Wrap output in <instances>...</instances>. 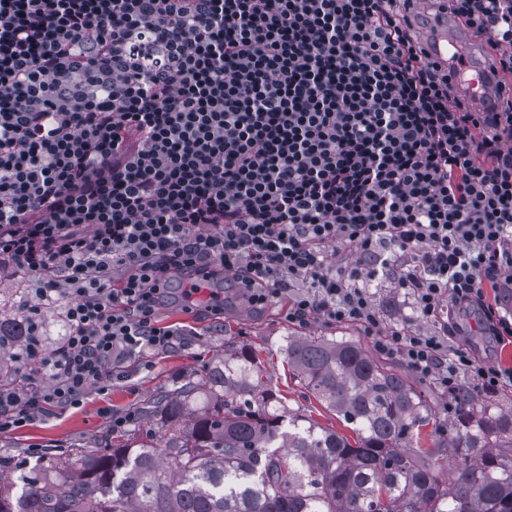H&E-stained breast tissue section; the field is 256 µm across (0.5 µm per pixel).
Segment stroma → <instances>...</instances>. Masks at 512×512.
Masks as SVG:
<instances>
[{
    "mask_svg": "<svg viewBox=\"0 0 512 512\" xmlns=\"http://www.w3.org/2000/svg\"><path fill=\"white\" fill-rule=\"evenodd\" d=\"M368 291L386 330L426 333L439 329V321L421 317L407 290L399 288L393 279L376 280L370 283ZM225 297L224 312L220 315L188 313L182 306L171 303L161 306L157 312L160 325L182 332L176 345L152 355V369H142L133 362L121 364V376L113 380L107 394H91L80 408L56 412L50 418L1 437L0 454H11L17 467L1 475L0 481L8 483L21 476L20 465L27 460L31 447L48 445L65 451L101 440L110 430L100 414L101 408H109L118 417L131 416L132 428L145 429V421L135 415L142 403L173 385L201 378L211 361L241 343L249 344L258 353L265 381L281 391L287 408L313 415L323 425L344 431L345 426L335 413L321 406L293 379L283 345L290 335L339 336L361 341L365 338L362 328L355 323L329 325L321 321L292 325L286 320L285 304L258 309L230 288L226 289ZM0 302L8 314L36 302L30 278L8 262L0 264ZM449 315L467 329L466 335L456 337V344L471 347L484 362L512 366V343L498 346L485 342L475 316L454 308Z\"/></svg>",
    "mask_w": 512,
    "mask_h": 512,
    "instance_id": "1",
    "label": "stroma"
}]
</instances>
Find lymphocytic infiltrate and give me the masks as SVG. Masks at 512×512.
I'll list each match as a JSON object with an SVG mask.
<instances>
[{
    "label": "lymphocytic infiltrate",
    "instance_id": "lymphocytic-infiltrate-1",
    "mask_svg": "<svg viewBox=\"0 0 512 512\" xmlns=\"http://www.w3.org/2000/svg\"><path fill=\"white\" fill-rule=\"evenodd\" d=\"M446 7L512 74V0ZM0 256L31 276V316L60 304L68 326L0 388V435L172 348V288L190 311L228 273L446 392L512 386L452 346L458 325L385 330L365 286L393 276L421 316L446 301L512 339V98L469 111L405 0H0Z\"/></svg>",
    "mask_w": 512,
    "mask_h": 512
}]
</instances>
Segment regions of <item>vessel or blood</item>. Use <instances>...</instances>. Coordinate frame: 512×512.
Masks as SVG:
<instances>
[{
    "label": "vessel or blood",
    "mask_w": 512,
    "mask_h": 512,
    "mask_svg": "<svg viewBox=\"0 0 512 512\" xmlns=\"http://www.w3.org/2000/svg\"><path fill=\"white\" fill-rule=\"evenodd\" d=\"M411 15L422 18L419 37L432 60L442 63L452 77L457 93L474 112H492L505 90H512V75L498 70L484 37L464 27L440 0H410Z\"/></svg>",
    "instance_id": "obj_1"
}]
</instances>
